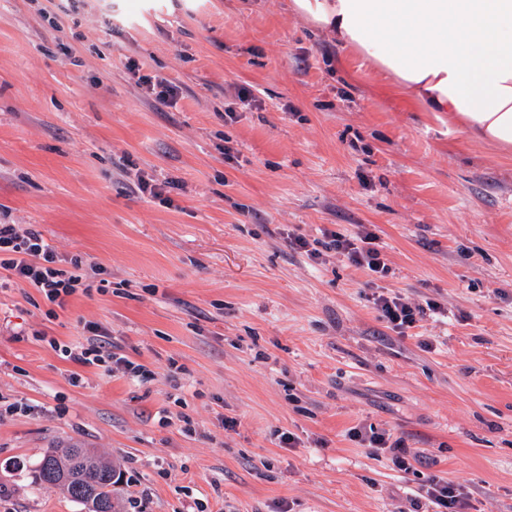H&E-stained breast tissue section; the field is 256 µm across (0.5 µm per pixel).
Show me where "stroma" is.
Segmentation results:
<instances>
[{
  "label": "stroma",
  "mask_w": 512,
  "mask_h": 512,
  "mask_svg": "<svg viewBox=\"0 0 512 512\" xmlns=\"http://www.w3.org/2000/svg\"><path fill=\"white\" fill-rule=\"evenodd\" d=\"M382 81L292 0H0V220L102 269L62 307L0 288V512H81L30 477L72 441L119 463L117 512H404L434 475L512 512V155ZM334 226L447 318L400 335L364 272L287 246ZM94 327L151 378L53 349ZM351 436L366 445L367 448H372L376 452L388 449L393 453L392 460L397 467L404 470L409 468L410 464L408 463L407 450L403 444V440H393L390 434L386 432H376L372 428H370V434L368 432L363 433L360 429H354Z\"/></svg>",
  "instance_id": "35a3bbf8"
}]
</instances>
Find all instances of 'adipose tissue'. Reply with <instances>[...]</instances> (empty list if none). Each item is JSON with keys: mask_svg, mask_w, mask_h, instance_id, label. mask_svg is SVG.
<instances>
[{"mask_svg": "<svg viewBox=\"0 0 512 512\" xmlns=\"http://www.w3.org/2000/svg\"><path fill=\"white\" fill-rule=\"evenodd\" d=\"M419 111L512 151V0H293Z\"/></svg>", "mask_w": 512, "mask_h": 512, "instance_id": "obj_1", "label": "adipose tissue"}]
</instances>
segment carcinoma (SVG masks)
<instances>
[{
    "label": "carcinoma",
    "instance_id": "carcinoma-1",
    "mask_svg": "<svg viewBox=\"0 0 512 512\" xmlns=\"http://www.w3.org/2000/svg\"><path fill=\"white\" fill-rule=\"evenodd\" d=\"M120 480L113 464L95 460L91 449L74 443L64 451L47 450L32 471V482L60 489L83 512H102L108 506L114 512L112 487Z\"/></svg>",
    "mask_w": 512,
    "mask_h": 512
}]
</instances>
